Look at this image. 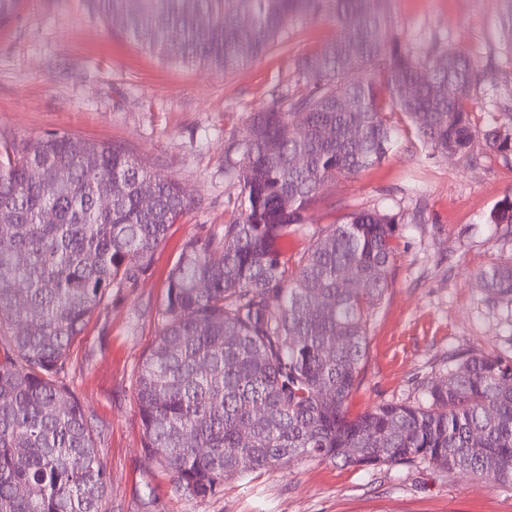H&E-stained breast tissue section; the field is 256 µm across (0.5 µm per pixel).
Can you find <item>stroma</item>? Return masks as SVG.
I'll return each mask as SVG.
<instances>
[{
	"label": "stroma",
	"mask_w": 512,
	"mask_h": 512,
	"mask_svg": "<svg viewBox=\"0 0 512 512\" xmlns=\"http://www.w3.org/2000/svg\"><path fill=\"white\" fill-rule=\"evenodd\" d=\"M389 37L421 54L458 50L481 76L471 109L477 126L512 107V41L500 21L512 0H387ZM323 15H302L265 55L229 71L172 63L107 22L89 0H22L0 28V141L66 133L132 151L174 175L195 200L171 225L152 269L113 295L76 341L65 378L99 431L110 478L109 512H512V486L492 485L416 461L358 468L295 461L225 481L199 498L177 488L144 446L138 368L154 344L168 274L183 244L235 219L239 187L224 175L227 146L273 92L303 91L302 57L332 41ZM512 195V158L475 140L469 155L434 156L410 132L379 166L326 184L309 224L282 242L295 257L349 212L397 215L391 286L370 321L364 377L351 414L384 403L421 402L448 370L449 354L512 355V304L480 288L477 273L512 262V224L488 217Z\"/></svg>",
	"instance_id": "1"
}]
</instances>
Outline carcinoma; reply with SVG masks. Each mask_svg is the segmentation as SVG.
I'll return each instance as SVG.
<instances>
[{
	"label": "carcinoma",
	"instance_id": "obj_1",
	"mask_svg": "<svg viewBox=\"0 0 512 512\" xmlns=\"http://www.w3.org/2000/svg\"><path fill=\"white\" fill-rule=\"evenodd\" d=\"M90 4L109 21L121 17L125 33L161 57L218 69L261 56L298 16L322 13L338 28L302 59L305 91L277 94L229 145L240 156L226 167L243 197L239 216L188 240L169 273L136 397L144 448L178 487L207 497L227 479L294 460L365 468L420 460L512 485L508 355L454 360L421 404L348 411L370 318L390 285L397 215L348 213L292 269L278 248L307 223L326 183L389 157L400 135L395 115L432 154L467 155L475 60L448 50L421 61L389 46L383 0ZM446 82L462 93L439 96ZM406 84L417 85L415 96H403ZM343 97L355 107L338 108ZM482 137L490 152L512 154V117H491ZM103 178L115 189L109 209L94 192ZM192 204L176 178L120 147L86 142L78 152L67 133L0 147V512H107L97 433L63 382L70 348L111 291L145 277ZM488 221L512 224L511 196ZM478 279L489 295L512 300L511 263Z\"/></svg>",
	"mask_w": 512,
	"mask_h": 512
}]
</instances>
